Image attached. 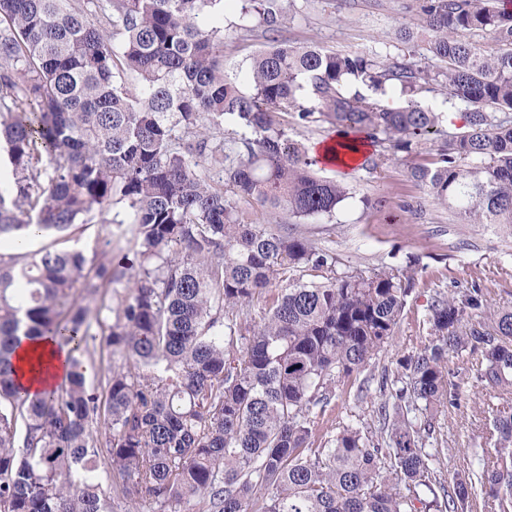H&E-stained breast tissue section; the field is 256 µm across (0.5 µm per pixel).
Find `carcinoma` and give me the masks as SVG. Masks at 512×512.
<instances>
[{"mask_svg": "<svg viewBox=\"0 0 512 512\" xmlns=\"http://www.w3.org/2000/svg\"><path fill=\"white\" fill-rule=\"evenodd\" d=\"M224 0H0V143L12 165L0 189V244L31 228L54 234L36 253L0 252V512H116L148 498L158 512H459L480 491L512 512V414L492 415L496 453L447 484L423 448L453 383L448 358L479 351V379L512 398V309L477 288L436 299L432 344L399 361L375 433L346 427L309 447L310 406L358 372L393 334L419 258L365 275L341 268L295 223L329 217L349 187L316 175L288 125L327 123L337 147L384 141L423 153L409 177L462 224L512 230V0H416L418 31L399 41L439 62L327 51L275 37L282 0H244L274 33L251 58L250 90L224 71ZM493 34L494 47L473 41ZM397 85L395 107L365 96ZM466 104L450 139L422 105L433 86ZM229 122L224 138L202 131ZM265 208L246 224L237 200ZM123 203L138 268L94 259L61 239L94 208ZM318 282L281 289L258 329L230 314L279 272ZM126 284L102 321L89 303ZM81 287L86 303L76 300ZM111 355L94 385L80 357L93 328ZM71 346L65 381L22 394L19 336ZM425 415L423 425L408 418ZM390 460L408 493L382 473ZM118 479L115 496L102 478Z\"/></svg>", "mask_w": 512, "mask_h": 512, "instance_id": "carcinoma-1", "label": "carcinoma"}]
</instances>
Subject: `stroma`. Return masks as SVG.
Masks as SVG:
<instances>
[{"instance_id": "1", "label": "stroma", "mask_w": 512, "mask_h": 512, "mask_svg": "<svg viewBox=\"0 0 512 512\" xmlns=\"http://www.w3.org/2000/svg\"><path fill=\"white\" fill-rule=\"evenodd\" d=\"M287 19L282 35L295 46L310 43L352 53L400 54L394 30L416 19L415 0H284ZM241 0H224L220 25L224 29V67L245 81L253 55L267 42L257 18L242 14ZM368 153L385 155L377 169L355 166L345 176L352 196L332 216L306 224V231L336 249L347 265L365 271L399 268L408 255L420 256L415 287L407 297L389 343L348 381L338 382L329 402L313 407L317 428L312 447L343 428L370 423L382 401L380 382L393 375L398 358L431 343L429 307L451 291L480 288L493 306L512 307V235L500 226L460 224L427 190L410 180L417 158L391 154L388 144L376 143ZM122 205L93 209L69 241L87 257L105 246L134 255L133 240H111L126 221ZM480 354L463 353L448 360L454 384L452 398L436 416L435 432L425 450L444 478L464 474L479 459L494 455L488 438L490 408H503L490 399L477 375Z\"/></svg>"}]
</instances>
